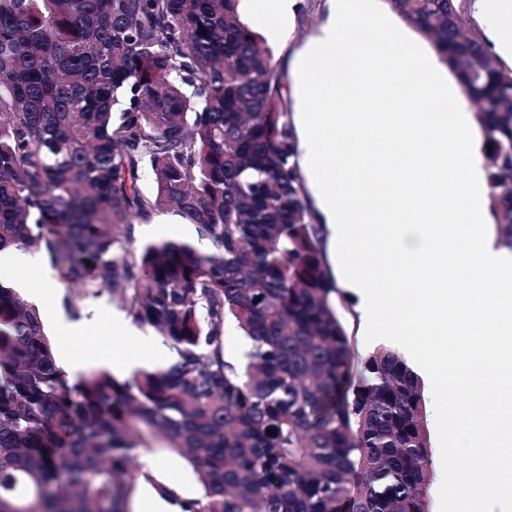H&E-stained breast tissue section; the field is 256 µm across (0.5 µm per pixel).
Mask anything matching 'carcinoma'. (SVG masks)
Wrapping results in <instances>:
<instances>
[{"label":"carcinoma","mask_w":512,"mask_h":512,"mask_svg":"<svg viewBox=\"0 0 512 512\" xmlns=\"http://www.w3.org/2000/svg\"><path fill=\"white\" fill-rule=\"evenodd\" d=\"M237 2L0 0V251L107 291L176 354L69 375L41 309L0 283V512H128L140 484L180 512H429L421 380L351 344L287 88ZM386 3L476 103L512 250V63L469 29L472 0ZM164 213L196 240L135 239ZM155 448L196 494L138 462Z\"/></svg>","instance_id":"carcinoma-1"}]
</instances>
